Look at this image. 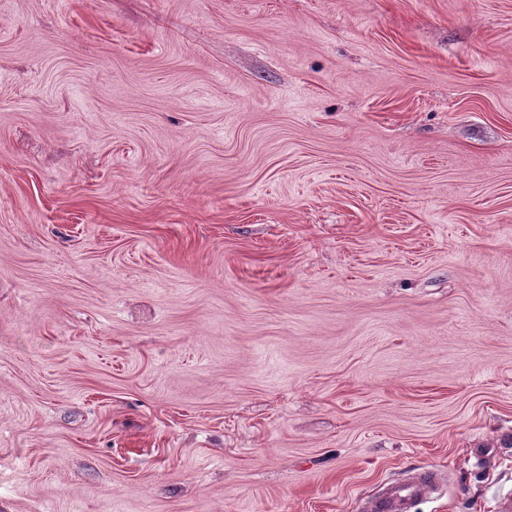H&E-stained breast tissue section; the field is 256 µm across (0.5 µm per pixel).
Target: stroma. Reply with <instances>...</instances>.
Returning <instances> with one entry per match:
<instances>
[{
	"mask_svg": "<svg viewBox=\"0 0 512 512\" xmlns=\"http://www.w3.org/2000/svg\"><path fill=\"white\" fill-rule=\"evenodd\" d=\"M512 489V0H0V512ZM439 472L424 470L409 482L387 483L383 491L372 497L367 512H411L416 499L426 490H432L439 479Z\"/></svg>",
	"mask_w": 512,
	"mask_h": 512,
	"instance_id": "35a3bbf8",
	"label": "stroma"
}]
</instances>
